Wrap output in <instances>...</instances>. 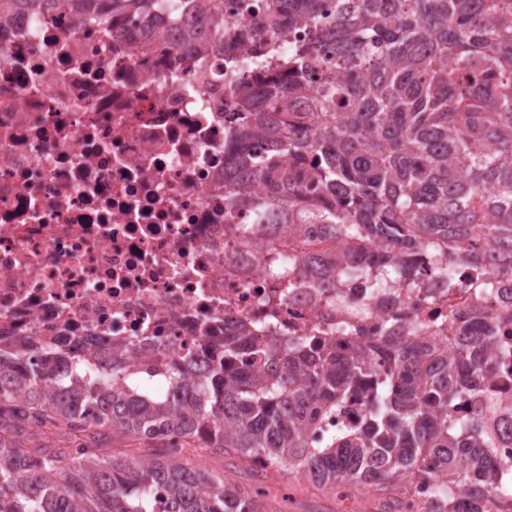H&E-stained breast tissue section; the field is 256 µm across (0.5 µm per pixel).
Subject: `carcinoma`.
I'll return each instance as SVG.
<instances>
[{"label": "carcinoma", "instance_id": "carcinoma-1", "mask_svg": "<svg viewBox=\"0 0 512 512\" xmlns=\"http://www.w3.org/2000/svg\"><path fill=\"white\" fill-rule=\"evenodd\" d=\"M161 2L10 0L102 19ZM202 2L182 22L187 53L224 28V0ZM237 11L261 13L268 34L304 32L284 76L262 82L269 105L246 96L240 150L257 138L265 152L224 178L231 196L260 183L271 223L349 241L307 259L301 276L321 286L355 262L382 285L410 286L422 251L442 241L448 289L481 287L492 253L512 277V0H237ZM375 243L390 270L370 260ZM216 331L201 328V353L167 369L163 392L150 381L167 346L87 345L80 360L64 341L0 335V512H282L272 473L341 499L362 485L375 512H512L485 412L456 417L512 355L492 349L493 320L450 350L380 339L350 352L316 335L275 346L244 324ZM353 396L366 405L360 424L324 430ZM107 433L148 452L108 461ZM217 453L257 480L207 469L200 458ZM414 483L435 500L416 503Z\"/></svg>", "mask_w": 512, "mask_h": 512}]
</instances>
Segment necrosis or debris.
<instances>
[{
	"label": "necrosis or debris",
	"mask_w": 512,
	"mask_h": 512,
	"mask_svg": "<svg viewBox=\"0 0 512 512\" xmlns=\"http://www.w3.org/2000/svg\"><path fill=\"white\" fill-rule=\"evenodd\" d=\"M235 3L224 0L230 55L144 52L153 24L179 39L164 11L116 24L66 8L0 16V334L173 344L160 373L197 349L204 324L431 347L493 316L512 348V280L494 261L489 295L448 293L428 264L412 288H315L298 274L306 246L269 229L263 189L231 204L241 91L292 48L275 38L273 56L256 54Z\"/></svg>",
	"instance_id": "obj_1"
}]
</instances>
